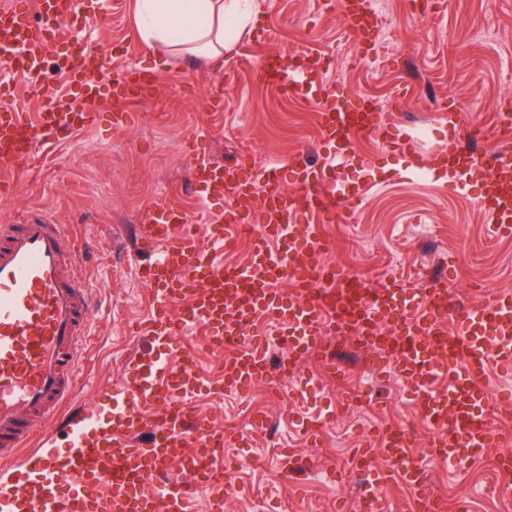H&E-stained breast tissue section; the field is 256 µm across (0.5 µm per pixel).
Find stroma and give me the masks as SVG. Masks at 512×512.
<instances>
[{
  "label": "stroma",
  "instance_id": "obj_1",
  "mask_svg": "<svg viewBox=\"0 0 512 512\" xmlns=\"http://www.w3.org/2000/svg\"><path fill=\"white\" fill-rule=\"evenodd\" d=\"M135 4L99 0L67 47L90 43L109 69H152ZM375 7L378 40L364 59L337 0H252L257 19L237 34L221 77L205 60L170 57L151 95L130 104L127 128L114 131L102 123L85 129L21 166L18 190L0 198V221L20 224L41 215L68 225L76 244L90 246L73 270L90 289L95 316L72 406L107 421L128 367L150 356L178 361V352L130 335L129 327L152 306L138 277L149 257L138 251L137 238L154 206L169 204L205 224L232 200L228 193L198 194L188 144L212 161L240 164L259 176L295 158L322 165L314 106L282 96L252 74L257 59L276 52L320 53L323 83L373 98L383 126L400 130L406 140L401 152L385 150L377 134L352 137L356 162L339 177L367 187L337 209L335 221L322 223L324 261L376 283L394 273L416 288L446 275L457 309L512 291V236L489 233L478 204L479 178L462 194L436 171L409 173L411 153H429L447 136L437 115L451 99L458 126L484 129V150L512 148V133L496 126L500 106L512 104V0H429L425 6L420 0H375ZM215 89L223 101L213 111L204 100ZM202 131L207 139H199ZM180 343L196 354L207 385L215 381L223 352L196 330ZM207 385L195 397L198 413L249 435L224 449L241 466L224 476L222 512H355L365 476L349 473V462L390 422L413 431L420 485L444 498L448 512L461 504L467 512H512V489H505L493 465L512 445L504 441L480 458L440 468L429 459L431 429L411 389L393 376H379L374 366H367L355 394L307 359L274 385H255L244 399L210 393ZM257 412L266 418L261 432L252 427ZM320 418L325 424L317 437H304V428Z\"/></svg>",
  "mask_w": 512,
  "mask_h": 512
}]
</instances>
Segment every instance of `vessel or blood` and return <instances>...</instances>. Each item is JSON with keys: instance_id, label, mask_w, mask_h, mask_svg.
Here are the masks:
<instances>
[{"instance_id": "1", "label": "vessel or blood", "mask_w": 512, "mask_h": 512, "mask_svg": "<svg viewBox=\"0 0 512 512\" xmlns=\"http://www.w3.org/2000/svg\"><path fill=\"white\" fill-rule=\"evenodd\" d=\"M341 7L361 53L371 52L370 35L377 28L371 0H342ZM86 10L85 0H0L1 195L16 188V161L50 153L61 135L92 126L98 118L89 105L100 95L102 65L91 46H83L69 67L67 96H56L42 79L47 47L61 41L64 28ZM322 64L320 56L296 51L263 58L255 75L314 103L326 168L289 164L297 186L291 195L279 168L257 178L190 152L200 194L228 187L234 204L222 223L204 228L189 223L176 207L155 206L141 239L142 250L151 255L142 279L153 291V309L139 331L168 346L187 326L203 328L208 346L225 353L218 385L234 394L268 377L271 349H286L285 361L293 364L317 350L323 333L347 337L370 349L377 367H392L412 389L433 429L436 459L482 456L492 445L485 381L490 373L512 371V294L459 314L450 333L444 327L445 280L416 291L393 278L371 299L360 275L331 271L313 220L335 216L339 204L356 198L360 189L338 187L328 174L353 164L347 149L352 134H381L383 145L394 150L402 149L404 140L383 129L373 101L342 86L326 89L319 79ZM15 74L25 80L26 97L15 94ZM154 85L153 76L129 67L115 71L112 93L135 101ZM30 95L43 99L40 111H29ZM79 101L86 108L77 112L73 106ZM434 164L457 189L482 174L479 205L490 231L512 227V159L488 168L454 133L431 159H415L412 170L422 173ZM253 209L261 223L251 241L250 263L219 266L218 253L237 235L242 213ZM79 259L66 225L44 219L0 225V461L29 450L26 478L0 480V501L11 512H47L54 503L58 512H193L184 487L161 480V472L176 462L204 488L221 491L224 448L237 435L210 425L188 401L187 387L198 379L191 354H183L174 368L153 360L130 368L127 404L113 412L109 425L94 424L86 414L65 416L71 437L65 455L28 446L36 435L30 415L69 399L83 361L93 309L86 286L69 274ZM143 405L155 406L152 421L140 415ZM377 438L396 470H371L364 452L351 460V470L369 476L360 512H388L393 479L419 485L411 430L389 424ZM97 484L107 485L109 494L86 496V487Z\"/></svg>"}]
</instances>
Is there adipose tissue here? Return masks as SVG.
I'll return each mask as SVG.
<instances>
[{
    "label": "adipose tissue",
    "mask_w": 512,
    "mask_h": 512,
    "mask_svg": "<svg viewBox=\"0 0 512 512\" xmlns=\"http://www.w3.org/2000/svg\"><path fill=\"white\" fill-rule=\"evenodd\" d=\"M138 33L154 54L156 69L171 51L204 56L221 75L224 54L251 19L242 0H137Z\"/></svg>",
    "instance_id": "obj_1"
}]
</instances>
